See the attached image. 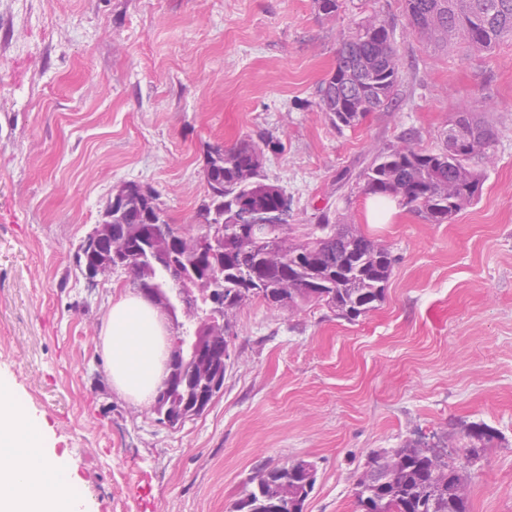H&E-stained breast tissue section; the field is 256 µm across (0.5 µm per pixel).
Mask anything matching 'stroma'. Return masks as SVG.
<instances>
[{
	"instance_id": "35a3bbf8",
	"label": "stroma",
	"mask_w": 512,
	"mask_h": 512,
	"mask_svg": "<svg viewBox=\"0 0 512 512\" xmlns=\"http://www.w3.org/2000/svg\"><path fill=\"white\" fill-rule=\"evenodd\" d=\"M0 0V383L41 420L84 512H231L260 468L313 462L305 512H355L370 456L416 434L461 446L470 512H512V43L449 52L405 30L403 0ZM394 23L402 69L387 109L336 130L316 106L341 36ZM497 130L479 200L445 224L397 206L366 221L343 183L403 137L441 149L458 113ZM265 135L264 173L294 235L320 212L387 245L385 299L356 322L252 302L234 317L223 392L179 428L112 388L100 330L117 272L87 290L75 265L115 187L149 186L194 226L207 145Z\"/></svg>"
}]
</instances>
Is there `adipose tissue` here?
Returning a JSON list of instances; mask_svg holds the SVG:
<instances>
[{
    "label": "adipose tissue",
    "mask_w": 512,
    "mask_h": 512,
    "mask_svg": "<svg viewBox=\"0 0 512 512\" xmlns=\"http://www.w3.org/2000/svg\"><path fill=\"white\" fill-rule=\"evenodd\" d=\"M100 342L113 389L135 403H151L170 356L168 325L154 304L138 293L113 298ZM44 451L38 422L0 386V512H78L81 488L62 464L38 468Z\"/></svg>",
    "instance_id": "ef3b65f1"
}]
</instances>
